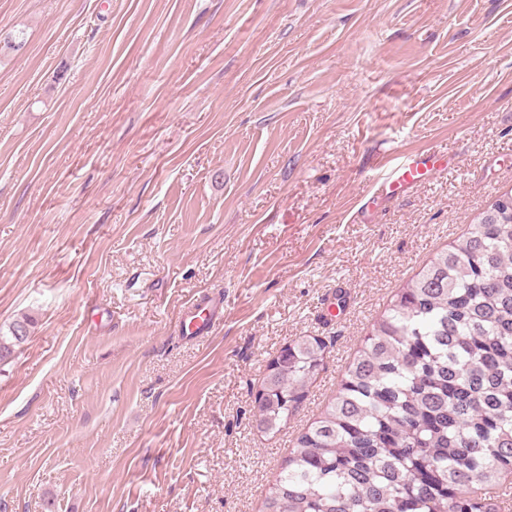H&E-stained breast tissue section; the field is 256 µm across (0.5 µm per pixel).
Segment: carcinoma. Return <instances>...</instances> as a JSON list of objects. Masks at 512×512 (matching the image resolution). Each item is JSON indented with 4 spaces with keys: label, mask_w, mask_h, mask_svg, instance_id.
<instances>
[{
    "label": "carcinoma",
    "mask_w": 512,
    "mask_h": 512,
    "mask_svg": "<svg viewBox=\"0 0 512 512\" xmlns=\"http://www.w3.org/2000/svg\"><path fill=\"white\" fill-rule=\"evenodd\" d=\"M0 58L23 32L0 37ZM35 325L0 330V362ZM329 342L300 336L254 394L259 432L288 425ZM512 471V190L393 295L335 397L293 441L262 512H502Z\"/></svg>",
    "instance_id": "1"
}]
</instances>
